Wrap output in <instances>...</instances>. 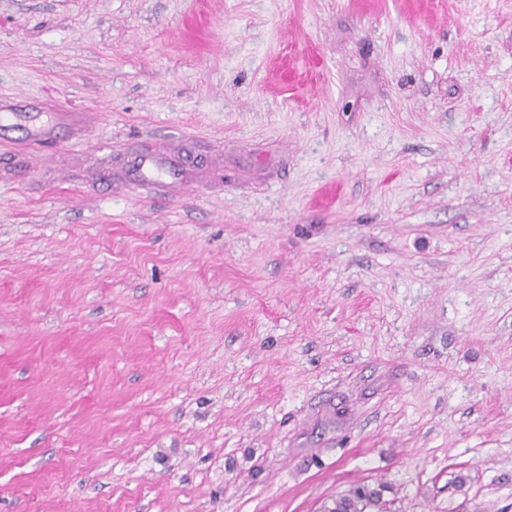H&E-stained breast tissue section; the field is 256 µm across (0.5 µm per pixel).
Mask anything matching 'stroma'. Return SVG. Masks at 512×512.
<instances>
[{"label": "stroma", "mask_w": 512, "mask_h": 512, "mask_svg": "<svg viewBox=\"0 0 512 512\" xmlns=\"http://www.w3.org/2000/svg\"><path fill=\"white\" fill-rule=\"evenodd\" d=\"M24 98L0 512H512V0H0ZM24 108L25 105L19 104L0 105V112H3V110L10 111L0 115V134H2V139H4L6 133L23 128L27 131L33 144L49 143L53 141L51 130L55 122L72 116L70 112H56L50 117V120L41 122V113L25 112ZM174 149L168 152L146 154L139 157L135 164V175L140 181L163 182L170 190L181 183L183 176L176 168L173 157ZM366 488L365 484L356 485L335 499L324 502L322 508L327 509L324 512H366V509L376 507L369 501L371 497Z\"/></svg>", "instance_id": "obj_1"}]
</instances>
